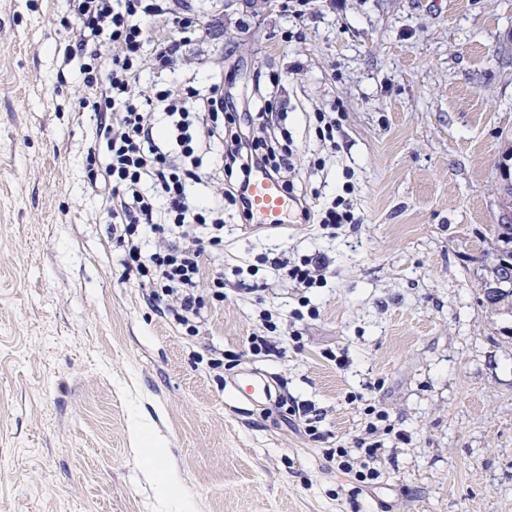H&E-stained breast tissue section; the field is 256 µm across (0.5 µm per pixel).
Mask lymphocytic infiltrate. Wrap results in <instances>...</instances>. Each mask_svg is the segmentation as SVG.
Returning a JSON list of instances; mask_svg holds the SVG:
<instances>
[{"label":"lymphocytic infiltrate","mask_w":512,"mask_h":512,"mask_svg":"<svg viewBox=\"0 0 512 512\" xmlns=\"http://www.w3.org/2000/svg\"><path fill=\"white\" fill-rule=\"evenodd\" d=\"M166 0H67L65 25L70 33V53L83 55V84L99 113L96 133L105 147L101 183L112 202L109 214L124 250V277L149 289L166 306L170 320L186 335H199L207 301L223 302L224 272L214 263L224 250V204L194 203L188 183L200 180L195 151L199 137L224 139V114L229 105L218 89L201 94L194 86L159 89L145 95L137 88L142 71L174 70L181 42L160 40L153 55H145L147 31L140 16L174 24L182 33L195 29L192 17L173 15ZM112 53L102 56L99 48ZM170 120L168 139L156 132L155 116ZM292 149L269 136L262 146L235 137L224 154L226 174L234 175L226 202H237L238 187L249 180L255 167L273 177L293 170ZM150 230L172 237V244L143 256L140 234ZM210 279L212 292L203 297L199 284Z\"/></svg>","instance_id":"lymphocytic-infiltrate-1"}]
</instances>
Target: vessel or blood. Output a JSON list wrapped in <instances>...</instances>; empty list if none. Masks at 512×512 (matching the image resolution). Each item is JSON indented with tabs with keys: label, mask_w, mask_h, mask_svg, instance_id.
<instances>
[{
	"label": "vessel or blood",
	"mask_w": 512,
	"mask_h": 512,
	"mask_svg": "<svg viewBox=\"0 0 512 512\" xmlns=\"http://www.w3.org/2000/svg\"><path fill=\"white\" fill-rule=\"evenodd\" d=\"M239 196L256 230L281 227L286 222L288 211L296 204L280 182L260 167L255 168L249 182L240 187Z\"/></svg>",
	"instance_id": "vessel-or-blood-1"
}]
</instances>
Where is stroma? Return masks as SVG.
Segmentation results:
<instances>
[{
    "instance_id": "35a3bbf8",
    "label": "stroma",
    "mask_w": 512,
    "mask_h": 512,
    "mask_svg": "<svg viewBox=\"0 0 512 512\" xmlns=\"http://www.w3.org/2000/svg\"><path fill=\"white\" fill-rule=\"evenodd\" d=\"M175 9L201 33L167 82L219 84L242 132L271 106L297 193L345 199L356 221L332 233L296 209L255 231L225 205L224 301L184 335L125 280L91 187L66 0H0V512H182L137 433L194 512H512V314L481 292L507 251L491 229L512 181V0ZM313 254L320 288L269 264ZM262 335L272 352L253 350ZM248 371L272 400L236 394ZM371 423L383 451L361 483L331 452L363 462ZM151 461L162 473L158 478L161 499H168L179 495V479L176 472L169 466H164L163 455L156 448L150 449Z\"/></svg>"
}]
</instances>
